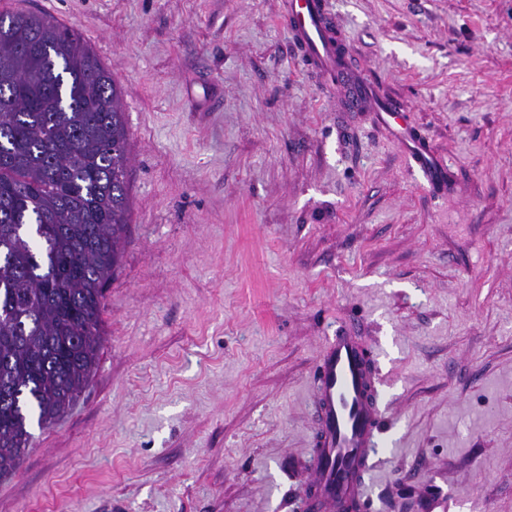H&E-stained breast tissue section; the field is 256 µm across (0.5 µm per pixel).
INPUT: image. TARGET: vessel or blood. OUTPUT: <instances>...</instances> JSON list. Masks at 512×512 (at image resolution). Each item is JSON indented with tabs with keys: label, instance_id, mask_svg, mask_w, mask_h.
<instances>
[{
	"label": "vessel or blood",
	"instance_id": "obj_1",
	"mask_svg": "<svg viewBox=\"0 0 512 512\" xmlns=\"http://www.w3.org/2000/svg\"><path fill=\"white\" fill-rule=\"evenodd\" d=\"M284 17L306 69L340 89L341 111L374 112L400 139L423 177L443 184L447 172L408 124L403 103L380 97L376 86L353 67L324 0H284ZM313 390L317 430L301 512H371L365 476L382 448L383 418L363 337L349 329L337 331L318 357Z\"/></svg>",
	"mask_w": 512,
	"mask_h": 512
}]
</instances>
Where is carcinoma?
<instances>
[{
	"label": "carcinoma",
	"instance_id": "1",
	"mask_svg": "<svg viewBox=\"0 0 512 512\" xmlns=\"http://www.w3.org/2000/svg\"><path fill=\"white\" fill-rule=\"evenodd\" d=\"M0 479L96 364L130 211L120 91L77 32L0 11Z\"/></svg>",
	"mask_w": 512,
	"mask_h": 512
}]
</instances>
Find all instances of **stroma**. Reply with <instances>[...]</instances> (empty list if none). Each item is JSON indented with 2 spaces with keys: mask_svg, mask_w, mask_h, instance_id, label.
Masks as SVG:
<instances>
[{
  "mask_svg": "<svg viewBox=\"0 0 512 512\" xmlns=\"http://www.w3.org/2000/svg\"><path fill=\"white\" fill-rule=\"evenodd\" d=\"M280 0H0L121 91L131 208L93 371L0 512H297L316 360L358 322L373 512H512V0H325L448 164L303 68Z\"/></svg>",
  "mask_w": 512,
  "mask_h": 512,
  "instance_id": "obj_1",
  "label": "stroma"
}]
</instances>
